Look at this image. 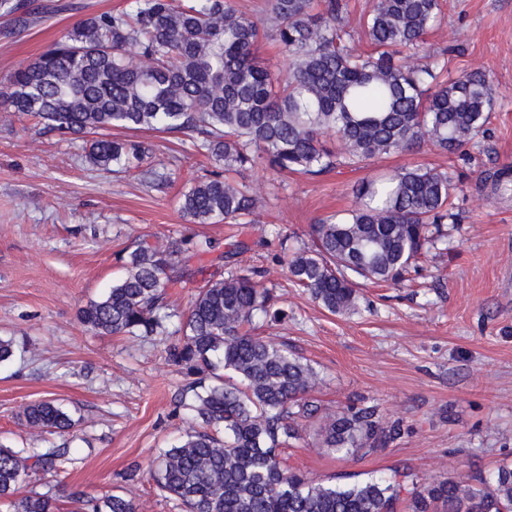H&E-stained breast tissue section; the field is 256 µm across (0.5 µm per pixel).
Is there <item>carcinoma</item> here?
<instances>
[{
  "mask_svg": "<svg viewBox=\"0 0 512 512\" xmlns=\"http://www.w3.org/2000/svg\"><path fill=\"white\" fill-rule=\"evenodd\" d=\"M269 26L235 0H130L92 14L61 41L15 69L0 89V112L29 115L62 136L98 134L91 164L137 168L151 145L110 131L162 130L192 139L218 163L182 194L195 224H251L258 199L229 177L264 162L280 173L320 176L361 168L432 145L462 160L488 131L493 99L481 71L439 80L448 49L424 50L442 18V0H375L360 28L369 51L346 30L347 0H266ZM273 40L288 58L276 71L258 55ZM458 180L448 171L401 166L361 181L356 205L311 225L313 245L284 257L288 279L332 314L358 308L360 282L398 284L418 259L438 249L454 223ZM209 239L165 244L139 239L121 256L124 274L78 312L102 335L165 337V359L185 379L184 438L150 469L157 487L185 512H512V466L492 476L455 474L407 488L395 478L333 485L286 466L281 449L315 419L331 453H373L401 434L375 406L326 409L307 398L319 374L285 345L250 333L255 318L288 313L261 281L265 270L207 280L171 330L166 290L203 272L193 258ZM34 432L66 433L75 422L58 405L23 411ZM70 449L0 445V503L9 512H59L56 498H18L30 473L56 475ZM72 512H137L126 493L70 495Z\"/></svg>",
  "mask_w": 512,
  "mask_h": 512,
  "instance_id": "1",
  "label": "carcinoma"
}]
</instances>
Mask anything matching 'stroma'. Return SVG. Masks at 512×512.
Segmentation results:
<instances>
[{"label": "stroma", "instance_id": "stroma-1", "mask_svg": "<svg viewBox=\"0 0 512 512\" xmlns=\"http://www.w3.org/2000/svg\"><path fill=\"white\" fill-rule=\"evenodd\" d=\"M37 21L18 31L0 9V84L17 66L61 39L83 16L125 7V0H25ZM428 50L449 48L448 76L485 72L493 88L489 131L459 165L457 221L448 244L418 263L410 281L363 285L358 310L333 315L291 286L283 249L310 245L309 226L351 208L354 186L398 166L447 170V156L427 146L393 154L367 168L317 176L278 174L262 167L238 180L260 198L257 223L194 224L181 209L191 179L216 170L189 137L136 132L152 144L148 165L171 178L158 186L140 169L104 171L86 158L84 138L36 127L0 112V336L28 349L0 364V444L45 450L68 447L67 474L35 475L19 495L47 493L70 512L69 494L131 492L138 512H183L160 492L147 466L188 427L176 395L182 376L163 358L158 336H96L78 319L89 300L123 273L120 257L137 237L167 242L210 239V254L193 259L204 278L227 272L217 257L231 244L249 250L239 264L267 269L288 313L282 323H258L259 336L287 343L319 373L312 396L339 409L360 401L402 421L405 432L381 452L341 456L320 448L314 432L291 449L289 463L309 478L352 484L391 476L411 465L428 485L454 473H494L512 465V191L495 192L489 174L512 172V0H447ZM62 405L76 423L72 435L35 433L19 416L33 403ZM140 462L137 480L125 478Z\"/></svg>", "mask_w": 512, "mask_h": 512}]
</instances>
